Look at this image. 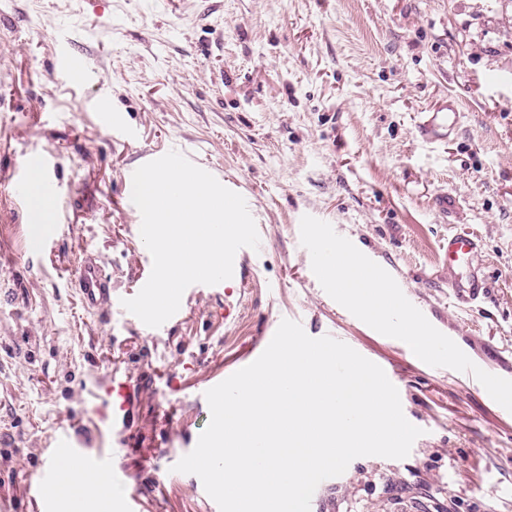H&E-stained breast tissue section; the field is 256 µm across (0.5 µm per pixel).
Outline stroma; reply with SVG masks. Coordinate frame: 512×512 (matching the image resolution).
<instances>
[{"mask_svg":"<svg viewBox=\"0 0 512 512\" xmlns=\"http://www.w3.org/2000/svg\"><path fill=\"white\" fill-rule=\"evenodd\" d=\"M448 100L460 127L425 143L422 114ZM173 149L244 197L260 248L237 252L223 287L186 289L152 334L122 306L86 310L76 280L92 256L117 298L147 282L127 174ZM43 155L57 158L44 219L8 183ZM455 232L480 238L490 285L465 306ZM331 244L394 281L441 366L313 276ZM285 318L385 365L422 430L408 457L322 481L311 512H512V424L452 365L512 387V0H0V512H36L21 482L59 433L111 448L113 373L133 385L117 463L144 512H212L200 478L174 470L209 422L203 386Z\"/></svg>","mask_w":512,"mask_h":512,"instance_id":"35a3bbf8","label":"stroma"}]
</instances>
